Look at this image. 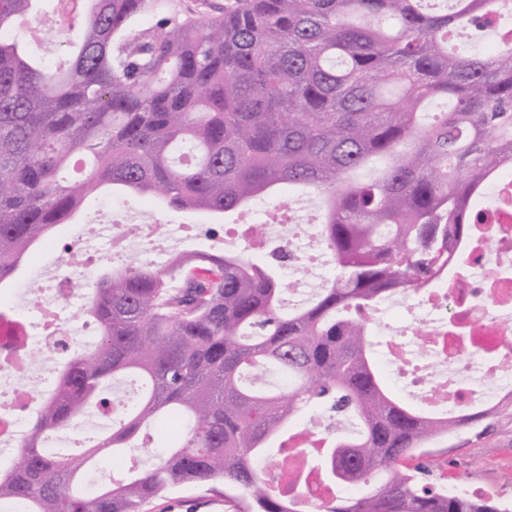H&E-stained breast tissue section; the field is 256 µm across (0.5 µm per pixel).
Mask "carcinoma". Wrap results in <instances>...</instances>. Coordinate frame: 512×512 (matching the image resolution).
Masks as SVG:
<instances>
[{
    "label": "carcinoma",
    "mask_w": 512,
    "mask_h": 512,
    "mask_svg": "<svg viewBox=\"0 0 512 512\" xmlns=\"http://www.w3.org/2000/svg\"><path fill=\"white\" fill-rule=\"evenodd\" d=\"M34 2L0 0V289L103 186L211 218L309 189L333 268L288 313L281 250L228 240L101 274L79 311L97 340L40 352L68 360L0 465V512H147L178 486L224 512H504L434 474L427 448L478 415L398 399L363 312L435 284L512 169V0H224L206 17L83 0L58 65L26 50ZM313 407L356 421L320 465L357 491L310 507L279 490L288 441L272 443ZM81 426V451L50 449Z\"/></svg>",
    "instance_id": "obj_1"
}]
</instances>
